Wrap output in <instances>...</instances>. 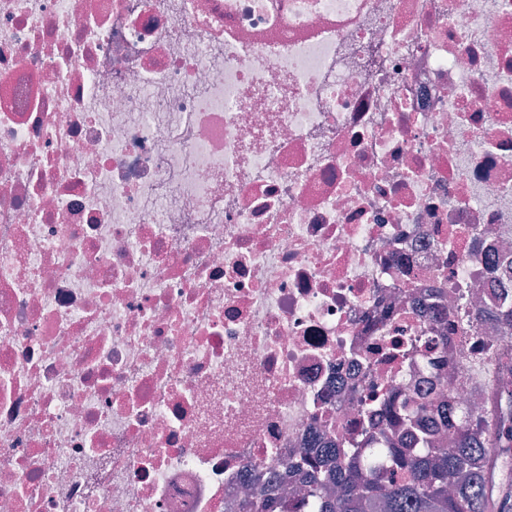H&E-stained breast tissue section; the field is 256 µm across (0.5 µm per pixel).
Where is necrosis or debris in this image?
Here are the masks:
<instances>
[{"instance_id":"4bbe7bcc","label":"necrosis or debris","mask_w":512,"mask_h":512,"mask_svg":"<svg viewBox=\"0 0 512 512\" xmlns=\"http://www.w3.org/2000/svg\"><path fill=\"white\" fill-rule=\"evenodd\" d=\"M502 304L512 0H0V512H239Z\"/></svg>"}]
</instances>
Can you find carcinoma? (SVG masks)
<instances>
[{
	"mask_svg": "<svg viewBox=\"0 0 512 512\" xmlns=\"http://www.w3.org/2000/svg\"><path fill=\"white\" fill-rule=\"evenodd\" d=\"M504 344L487 384L484 409L429 405L418 419L432 415L433 432L452 433V445L434 439L382 436L391 467L379 469L360 457L350 440L329 449L325 458H303L306 494L313 512H512V308L498 313ZM240 512H296L281 493L247 496Z\"/></svg>",
	"mask_w": 512,
	"mask_h": 512,
	"instance_id": "1",
	"label": "carcinoma"
}]
</instances>
